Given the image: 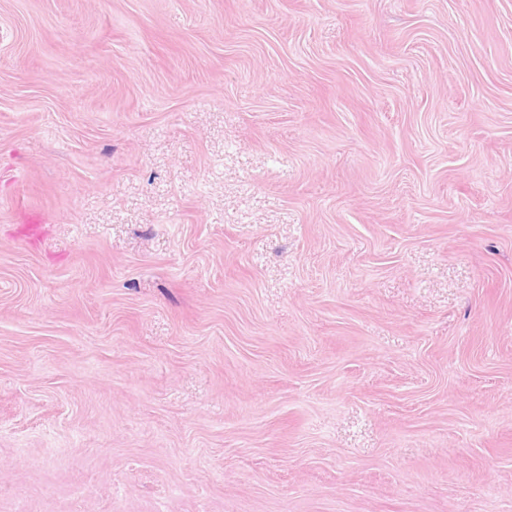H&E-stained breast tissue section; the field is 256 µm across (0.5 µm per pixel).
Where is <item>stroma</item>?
I'll return each instance as SVG.
<instances>
[{
	"label": "stroma",
	"mask_w": 512,
	"mask_h": 512,
	"mask_svg": "<svg viewBox=\"0 0 512 512\" xmlns=\"http://www.w3.org/2000/svg\"><path fill=\"white\" fill-rule=\"evenodd\" d=\"M0 512H512V0H0Z\"/></svg>",
	"instance_id": "obj_1"
}]
</instances>
